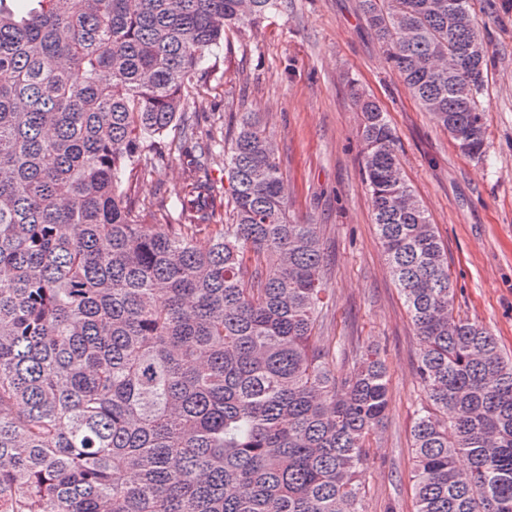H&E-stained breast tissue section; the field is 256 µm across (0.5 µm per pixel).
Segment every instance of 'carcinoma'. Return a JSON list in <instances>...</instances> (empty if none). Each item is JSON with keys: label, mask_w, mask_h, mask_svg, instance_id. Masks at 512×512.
I'll list each match as a JSON object with an SVG mask.
<instances>
[{"label": "carcinoma", "mask_w": 512, "mask_h": 512, "mask_svg": "<svg viewBox=\"0 0 512 512\" xmlns=\"http://www.w3.org/2000/svg\"><path fill=\"white\" fill-rule=\"evenodd\" d=\"M32 2L0 0V512H365L386 361L365 347L336 375L320 225L291 214L259 121L224 141V194L190 160L176 218L120 190L172 132L213 150L184 112L203 64L286 0ZM359 9L418 104L483 158L472 0ZM352 91L373 224L421 339L415 512H512V357L454 313L393 129Z\"/></svg>", "instance_id": "1"}]
</instances>
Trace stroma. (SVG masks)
<instances>
[{"label":"stroma","mask_w":512,"mask_h":512,"mask_svg":"<svg viewBox=\"0 0 512 512\" xmlns=\"http://www.w3.org/2000/svg\"><path fill=\"white\" fill-rule=\"evenodd\" d=\"M472 13L489 55L479 161L459 151L390 69L358 0H288L210 58L206 85L185 106L217 143L203 170L219 190L223 140L244 113L266 117L291 208L321 227L324 277L336 295L321 332L336 370L350 373L355 351L369 344L386 359L389 406L368 448L367 512H414L411 427L423 392L420 340L372 224L349 80L380 101L398 136L403 175L445 244L457 311L512 355V0H473ZM187 181L183 162L167 157L139 170L129 187L142 208L174 212Z\"/></svg>","instance_id":"stroma-1"}]
</instances>
